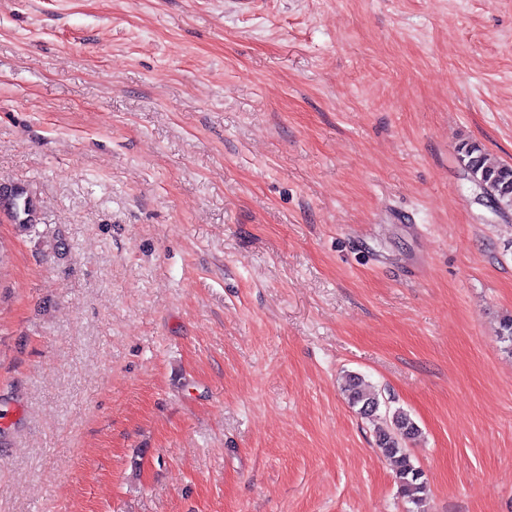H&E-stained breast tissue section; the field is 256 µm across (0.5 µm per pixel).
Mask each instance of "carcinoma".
<instances>
[{
  "mask_svg": "<svg viewBox=\"0 0 512 512\" xmlns=\"http://www.w3.org/2000/svg\"><path fill=\"white\" fill-rule=\"evenodd\" d=\"M464 176L472 185L484 190L497 205L512 206V166L492 162L475 142L466 141L457 149ZM0 208L8 213L19 231L29 236H42L38 229V207L33 197L20 187H0ZM343 393L348 403L364 417H375L380 408L378 393L368 389L358 374H349ZM421 434L411 415L397 409L386 416L376 430V446L395 468L398 493L413 505L416 512L428 494L424 473L415 465L408 444Z\"/></svg>",
  "mask_w": 512,
  "mask_h": 512,
  "instance_id": "obj_1",
  "label": "carcinoma"
}]
</instances>
